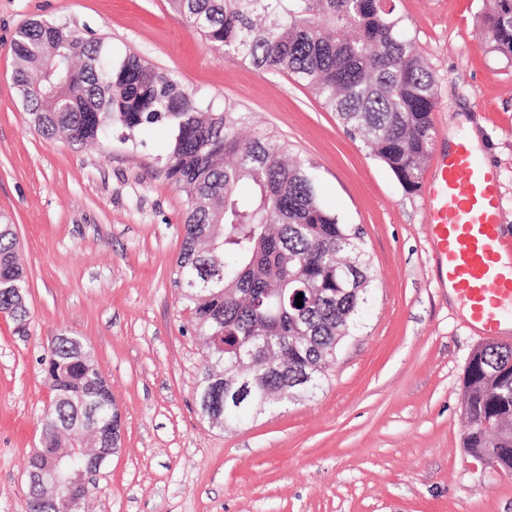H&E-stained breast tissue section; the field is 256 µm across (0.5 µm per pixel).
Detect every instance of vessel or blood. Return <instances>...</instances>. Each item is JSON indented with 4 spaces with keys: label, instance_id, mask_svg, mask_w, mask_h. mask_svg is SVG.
<instances>
[{
    "label": "vessel or blood",
    "instance_id": "b4317fda",
    "mask_svg": "<svg viewBox=\"0 0 512 512\" xmlns=\"http://www.w3.org/2000/svg\"><path fill=\"white\" fill-rule=\"evenodd\" d=\"M441 280L484 335L496 336L512 307V239L502 233L496 169L467 142L440 153L423 185Z\"/></svg>",
    "mask_w": 512,
    "mask_h": 512
}]
</instances>
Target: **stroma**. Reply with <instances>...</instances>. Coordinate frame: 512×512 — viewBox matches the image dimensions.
I'll return each instance as SVG.
<instances>
[{"mask_svg":"<svg viewBox=\"0 0 512 512\" xmlns=\"http://www.w3.org/2000/svg\"><path fill=\"white\" fill-rule=\"evenodd\" d=\"M489 0H396L437 80L435 137L458 115L500 175L512 236V61L481 33ZM141 54L251 113L311 160L321 201L360 229L374 280L311 396L223 431L195 401L206 347L174 285L187 197L161 138L72 145L28 124L10 50L30 20ZM0 220L28 285L26 334L0 313V512H28L27 464L51 400L53 336H79L122 412L84 512H512V474L465 450L463 377L483 335L435 272L421 192L293 77L215 52L167 0H0Z\"/></svg>","mask_w":512,"mask_h":512,"instance_id":"stroma-1","label":"stroma"}]
</instances>
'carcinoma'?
<instances>
[{
  "label": "carcinoma",
  "instance_id": "cac0c4a2",
  "mask_svg": "<svg viewBox=\"0 0 512 512\" xmlns=\"http://www.w3.org/2000/svg\"><path fill=\"white\" fill-rule=\"evenodd\" d=\"M218 53L306 86L352 137L383 161L407 192L419 187L431 150L436 79L409 38L395 0H169ZM491 51L512 60V0L484 16ZM14 81L29 123L74 145L169 130L166 176L186 191L187 215L175 285L207 348L195 386L229 429L258 408L273 409L283 386L316 389L365 303L373 269L360 233L320 201L313 165L257 129L249 115L215 104L139 55L115 56L102 38L64 22L32 20L11 44ZM26 281L13 225L0 222V313L25 332ZM303 294V306L296 295ZM54 337L46 356L53 405L41 423L49 443L79 448L103 423L85 405L109 408L108 388L69 398L88 373L74 341ZM267 345L274 366L249 370L250 401L227 404L217 379L236 376L239 345ZM472 456L491 453L512 473V438L487 422L512 424V345L490 343L463 380Z\"/></svg>",
  "mask_w": 512,
  "mask_h": 512
}]
</instances>
